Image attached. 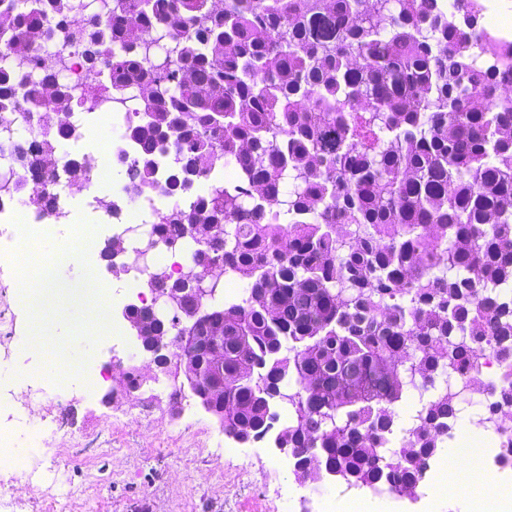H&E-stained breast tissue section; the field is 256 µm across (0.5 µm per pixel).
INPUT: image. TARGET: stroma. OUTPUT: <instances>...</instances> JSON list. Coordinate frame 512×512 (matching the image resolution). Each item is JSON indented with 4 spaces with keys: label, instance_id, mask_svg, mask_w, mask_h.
<instances>
[{
    "label": "stroma",
    "instance_id": "1",
    "mask_svg": "<svg viewBox=\"0 0 512 512\" xmlns=\"http://www.w3.org/2000/svg\"><path fill=\"white\" fill-rule=\"evenodd\" d=\"M17 296L16 281L0 269V361L28 353L31 370L51 374L59 358L77 373L64 397L32 403L35 413L56 428V440L19 453L37 469L56 458L72 494L61 496L51 480L28 483L5 471L0 512H321L326 497L335 499L336 512H345L358 496L378 512H459L438 487V469L449 464L443 455L432 462L412 501L331 477L298 482L282 466L286 454L266 439L235 444L190 391L181 393V415L170 418L166 403L173 386L163 376L148 385L152 401L123 398L104 405L105 368L112 357L134 348L132 342L118 346L112 339L120 301H109L107 324L97 331L78 320L75 308L54 312L44 325L42 349L30 352V307Z\"/></svg>",
    "mask_w": 512,
    "mask_h": 512
}]
</instances>
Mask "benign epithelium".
Returning a JSON list of instances; mask_svg holds the SVG:
<instances>
[{"instance_id":"obj_1","label":"benign epithelium","mask_w":512,"mask_h":512,"mask_svg":"<svg viewBox=\"0 0 512 512\" xmlns=\"http://www.w3.org/2000/svg\"><path fill=\"white\" fill-rule=\"evenodd\" d=\"M206 273L199 265L181 267L177 270L175 288H156L153 290L154 304L138 306L127 305L122 316L129 325L136 346L149 359L151 368L145 373L135 366H128L122 373L113 377V385L103 396V402L121 397H131L140 391L150 380L158 379L163 373L173 382L184 380L195 394L198 404L219 425H224V411L214 408L211 393L201 389L198 380L201 377L200 366L193 362L176 360V355L183 351H193L199 330L206 328L211 334L209 347L214 353L221 351L224 343L222 331L216 329L212 322V302L217 296V289L205 288ZM157 318L163 322L175 319L179 332L173 336H145L142 327L148 321Z\"/></svg>"}]
</instances>
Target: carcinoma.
<instances>
[{"instance_id":"carcinoma-1","label":"carcinoma","mask_w":512,"mask_h":512,"mask_svg":"<svg viewBox=\"0 0 512 512\" xmlns=\"http://www.w3.org/2000/svg\"><path fill=\"white\" fill-rule=\"evenodd\" d=\"M0 0V46L34 53L0 67V124L55 87L76 104L52 47L81 48L100 98L141 83L126 137L135 186L173 159L165 194L195 197L155 211L168 243L193 225L189 264L210 250L215 276L246 283L222 296L224 430L274 435L298 480L329 469L349 486L415 495L452 437L459 394L443 388L390 449L394 405L446 374L481 379L498 360L486 412L512 405V44L483 24L478 0ZM82 127L16 139L42 156ZM224 158L231 176L215 174ZM58 193L22 194L40 218ZM348 224L351 237H336ZM245 343H240V340ZM288 390V423L275 403Z\"/></svg>"}]
</instances>
